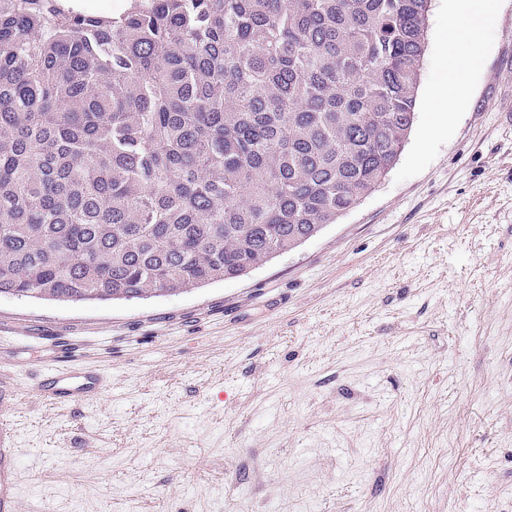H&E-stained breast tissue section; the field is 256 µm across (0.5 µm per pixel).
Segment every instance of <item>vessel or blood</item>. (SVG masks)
Masks as SVG:
<instances>
[{
    "instance_id": "vessel-or-blood-1",
    "label": "vessel or blood",
    "mask_w": 512,
    "mask_h": 512,
    "mask_svg": "<svg viewBox=\"0 0 512 512\" xmlns=\"http://www.w3.org/2000/svg\"><path fill=\"white\" fill-rule=\"evenodd\" d=\"M103 381L98 372L78 367L74 356H67L37 389L49 405L67 410L81 400L97 396ZM15 450L8 424H0V512L15 509Z\"/></svg>"
}]
</instances>
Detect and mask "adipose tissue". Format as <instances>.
<instances>
[{"label": "adipose tissue", "mask_w": 512, "mask_h": 512, "mask_svg": "<svg viewBox=\"0 0 512 512\" xmlns=\"http://www.w3.org/2000/svg\"><path fill=\"white\" fill-rule=\"evenodd\" d=\"M449 9L451 62L448 67V84L439 90L438 96L443 100V111L452 113L467 93V87L459 76L476 63V49L492 18L493 4L491 0H451Z\"/></svg>", "instance_id": "1"}]
</instances>
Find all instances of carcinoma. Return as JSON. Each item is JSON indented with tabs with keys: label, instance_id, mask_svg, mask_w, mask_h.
I'll return each mask as SVG.
<instances>
[{
	"label": "carcinoma",
	"instance_id": "1",
	"mask_svg": "<svg viewBox=\"0 0 512 512\" xmlns=\"http://www.w3.org/2000/svg\"><path fill=\"white\" fill-rule=\"evenodd\" d=\"M431 0H0V295L250 273L386 177Z\"/></svg>",
	"mask_w": 512,
	"mask_h": 512
}]
</instances>
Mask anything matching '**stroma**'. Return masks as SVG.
Returning a JSON list of instances; mask_svg holds the SVG:
<instances>
[{"label": "stroma", "mask_w": 512, "mask_h": 512, "mask_svg": "<svg viewBox=\"0 0 512 512\" xmlns=\"http://www.w3.org/2000/svg\"><path fill=\"white\" fill-rule=\"evenodd\" d=\"M448 80L432 0L415 120L386 179L247 276L178 295H0L15 512H512V0ZM106 390L33 388L66 348Z\"/></svg>", "instance_id": "1"}]
</instances>
